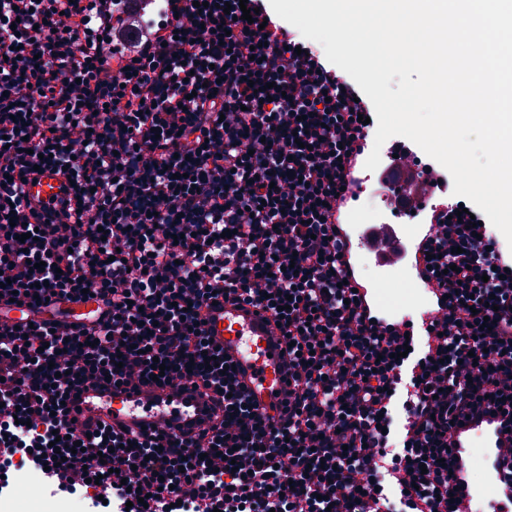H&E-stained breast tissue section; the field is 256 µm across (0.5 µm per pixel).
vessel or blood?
Instances as JSON below:
<instances>
[{"instance_id": "vessel-or-blood-1", "label": "vessel or blood", "mask_w": 512, "mask_h": 512, "mask_svg": "<svg viewBox=\"0 0 512 512\" xmlns=\"http://www.w3.org/2000/svg\"><path fill=\"white\" fill-rule=\"evenodd\" d=\"M38 199L62 195L64 185L52 174L39 176L28 187ZM426 224L341 225L347 247L343 262L355 271V255L373 258L381 270L395 274L412 271L422 278L423 269L412 258L419 240L429 232ZM206 328L215 345L223 348L225 360L234 366L238 386L260 410H269L285 390L282 380L283 349L280 334L267 313L236 301L219 300L210 308ZM74 418L79 423L105 424L128 437L144 431L167 428L177 434H195L209 424V409L194 393L142 385L132 389L108 383L86 386L78 395ZM500 414L478 412L448 436L451 449L453 512H512V485L498 482L485 486V477L500 469L512 434L505 432Z\"/></svg>"}]
</instances>
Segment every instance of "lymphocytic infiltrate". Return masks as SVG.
Returning <instances> with one entry per match:
<instances>
[{
    "label": "lymphocytic infiltrate",
    "mask_w": 512,
    "mask_h": 512,
    "mask_svg": "<svg viewBox=\"0 0 512 512\" xmlns=\"http://www.w3.org/2000/svg\"><path fill=\"white\" fill-rule=\"evenodd\" d=\"M261 4L0 0V298L103 306L0 320V466L94 479L114 512H390L386 481L400 512H449L453 422L482 405L512 429V257L449 204L421 244L443 311L409 338L370 320L336 228L369 107ZM39 169L67 195L32 199ZM219 297L287 341L281 409L206 366ZM154 378L210 395L214 424L130 439L73 422L76 386ZM100 306L101 304L96 299H89L85 302L75 305H67L66 307L68 309V318L73 321H95L101 315Z\"/></svg>",
    "instance_id": "f902f5d3"
}]
</instances>
